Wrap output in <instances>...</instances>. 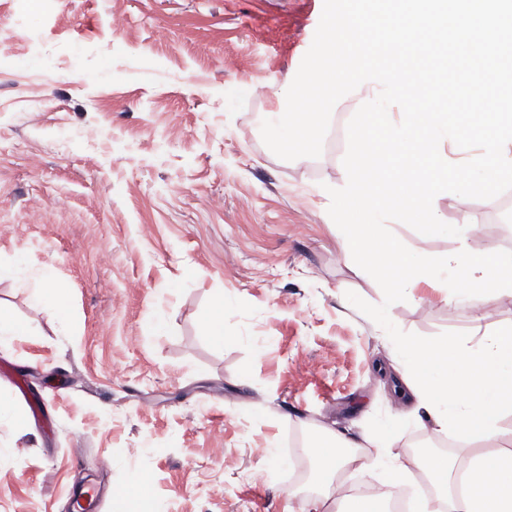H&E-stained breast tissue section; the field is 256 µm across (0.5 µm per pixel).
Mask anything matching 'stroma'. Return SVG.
Masks as SVG:
<instances>
[{"instance_id": "stroma-1", "label": "stroma", "mask_w": 512, "mask_h": 512, "mask_svg": "<svg viewBox=\"0 0 512 512\" xmlns=\"http://www.w3.org/2000/svg\"><path fill=\"white\" fill-rule=\"evenodd\" d=\"M322 9L0 0V262L25 263L0 303L28 329L0 343V399L26 420L0 421V512H74L85 483L91 512H115L132 469L146 496L125 512H300L291 477L320 426L373 455V429L408 410L392 342L345 297L383 301L328 214L344 150L285 161L261 138ZM239 83L250 93L228 97ZM434 205L493 232L461 243L405 225L407 246L512 251L498 199ZM47 269L67 319L31 298ZM220 295L217 344L203 323ZM389 316L425 337L480 334L512 322V297L476 309L424 283Z\"/></svg>"}]
</instances>
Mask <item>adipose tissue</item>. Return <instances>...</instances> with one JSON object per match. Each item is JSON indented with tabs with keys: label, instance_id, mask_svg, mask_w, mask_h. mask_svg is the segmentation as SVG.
Listing matches in <instances>:
<instances>
[{
	"label": "adipose tissue",
	"instance_id": "1",
	"mask_svg": "<svg viewBox=\"0 0 512 512\" xmlns=\"http://www.w3.org/2000/svg\"><path fill=\"white\" fill-rule=\"evenodd\" d=\"M396 358L412 404L408 421L384 424L375 457L354 454L357 440L324 426L315 444L316 495L305 497L303 512H380L372 499L338 496L334 482L351 464L383 470L402 488L410 470L395 450L409 424L456 435L466 445L464 460L431 455L421 468L434 495L413 501V512H512V449L497 447L503 420L512 415V322L482 337L454 336L433 345L401 341Z\"/></svg>",
	"mask_w": 512,
	"mask_h": 512
}]
</instances>
